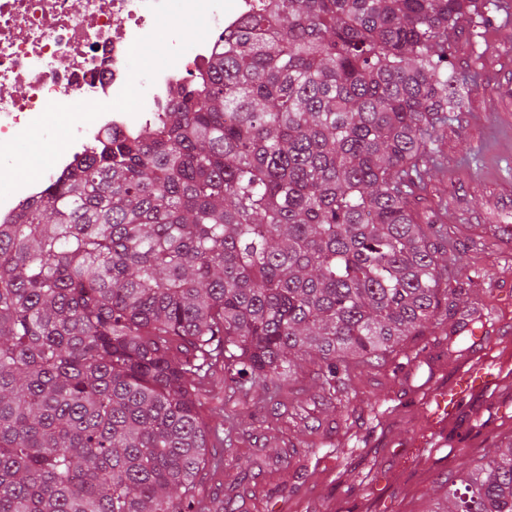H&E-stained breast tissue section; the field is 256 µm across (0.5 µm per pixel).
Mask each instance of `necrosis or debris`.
Returning <instances> with one entry per match:
<instances>
[{
	"mask_svg": "<svg viewBox=\"0 0 512 512\" xmlns=\"http://www.w3.org/2000/svg\"><path fill=\"white\" fill-rule=\"evenodd\" d=\"M258 2L235 0L229 12H209L211 40L193 46L145 86L141 113L109 111L78 125L76 140L51 169L0 202V223L14 222L23 204L39 201L47 186L100 148L107 134H134L168 107L187 77L205 73L221 38ZM155 24L146 0H0V143L22 132L49 103L113 101L128 79L131 45ZM18 86L24 96L14 95Z\"/></svg>",
	"mask_w": 512,
	"mask_h": 512,
	"instance_id": "obj_1",
	"label": "necrosis or debris"
}]
</instances>
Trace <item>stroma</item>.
Segmentation results:
<instances>
[{"label": "stroma", "instance_id": "obj_1", "mask_svg": "<svg viewBox=\"0 0 512 512\" xmlns=\"http://www.w3.org/2000/svg\"><path fill=\"white\" fill-rule=\"evenodd\" d=\"M448 65L460 101L420 166L419 203L447 233V317L353 376L347 411L321 400L305 361L276 403L257 402L252 431L225 421L232 447L211 449L196 479L204 512H431L463 461L512 441V337L495 327L512 322V22L500 5L449 32ZM468 310L491 311L482 333L509 368L417 453L430 378L450 379L472 352Z\"/></svg>", "mask_w": 512, "mask_h": 512}]
</instances>
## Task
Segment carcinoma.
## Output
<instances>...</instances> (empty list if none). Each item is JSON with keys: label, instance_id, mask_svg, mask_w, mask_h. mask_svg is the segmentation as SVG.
Here are the masks:
<instances>
[{"label": "carcinoma", "instance_id": "obj_1", "mask_svg": "<svg viewBox=\"0 0 512 512\" xmlns=\"http://www.w3.org/2000/svg\"><path fill=\"white\" fill-rule=\"evenodd\" d=\"M478 0H273L206 76L0 224V512H193L200 408L351 373L441 325L412 205ZM430 512H512V442Z\"/></svg>", "mask_w": 512, "mask_h": 512}]
</instances>
